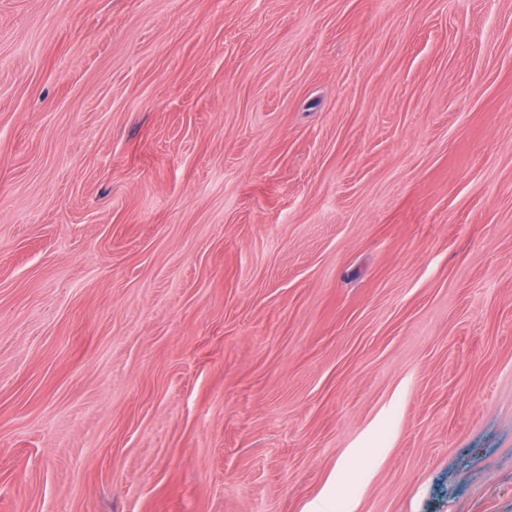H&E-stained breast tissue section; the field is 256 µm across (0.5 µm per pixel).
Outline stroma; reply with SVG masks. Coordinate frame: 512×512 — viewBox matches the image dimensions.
<instances>
[{
  "label": "stroma",
  "instance_id": "obj_1",
  "mask_svg": "<svg viewBox=\"0 0 512 512\" xmlns=\"http://www.w3.org/2000/svg\"><path fill=\"white\" fill-rule=\"evenodd\" d=\"M512 512V0H0V512Z\"/></svg>",
  "mask_w": 512,
  "mask_h": 512
}]
</instances>
